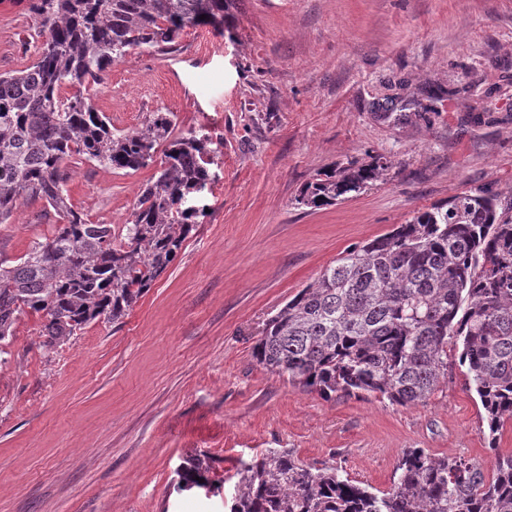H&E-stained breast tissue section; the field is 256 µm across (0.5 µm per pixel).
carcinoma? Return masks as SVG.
Returning <instances> with one entry per match:
<instances>
[{"mask_svg":"<svg viewBox=\"0 0 512 512\" xmlns=\"http://www.w3.org/2000/svg\"><path fill=\"white\" fill-rule=\"evenodd\" d=\"M237 0H31L36 59L0 74V224L41 200L51 237L0 259V355L29 310L53 349L95 320L119 322L176 257L202 212L210 174L205 140L172 137L173 113L112 133L88 89L132 50H156L184 29L224 30ZM155 166L132 219L93 224L69 202L67 163ZM374 157L324 173L297 203L320 207L361 192L385 170ZM467 368L489 448L512 418V202L488 191L455 196L349 249L271 316L254 347L268 371L325 397L379 395L425 402L448 377V351ZM206 463L186 461L181 487ZM230 512H512V454L492 476L464 456L404 453L389 490L374 493L338 469H313L269 449L237 470Z\"/></svg>","mask_w":512,"mask_h":512,"instance_id":"1","label":"carcinoma"}]
</instances>
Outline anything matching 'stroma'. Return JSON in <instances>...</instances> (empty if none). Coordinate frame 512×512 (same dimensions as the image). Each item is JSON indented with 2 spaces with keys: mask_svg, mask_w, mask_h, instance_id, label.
I'll return each mask as SVG.
<instances>
[{
  "mask_svg": "<svg viewBox=\"0 0 512 512\" xmlns=\"http://www.w3.org/2000/svg\"><path fill=\"white\" fill-rule=\"evenodd\" d=\"M29 0H0V73L30 64ZM94 103L116 133L174 115L208 140L205 211L116 324L55 349L20 314L0 361V512H229L235 473L270 448L388 490L408 448L494 468L463 368L421 404L324 398L256 361L266 319L344 252L453 196L512 201V0H239L223 30L113 62ZM382 157L360 194L297 204L324 171ZM152 168L72 165L71 203L127 223ZM51 224L42 203L0 224V257ZM207 457L210 488L179 487ZM205 460L199 456H193L187 459L186 465L180 473L181 487L194 486L200 484V479H206L204 473L206 472ZM199 477V480H196Z\"/></svg>",
  "mask_w": 512,
  "mask_h": 512,
  "instance_id": "stroma-1",
  "label": "stroma"
}]
</instances>
